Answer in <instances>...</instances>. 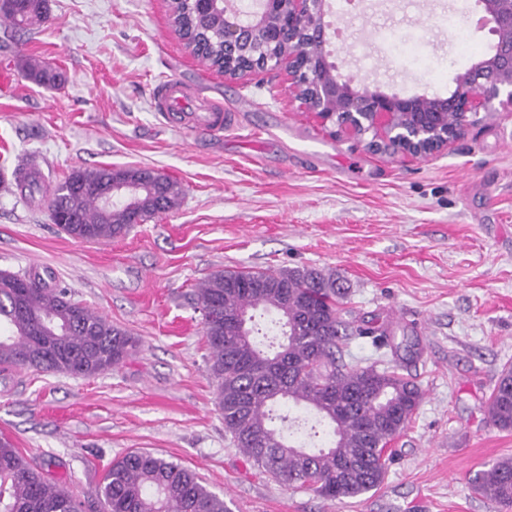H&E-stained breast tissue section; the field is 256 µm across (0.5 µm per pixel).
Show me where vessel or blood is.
<instances>
[{
  "label": "vessel or blood",
  "mask_w": 512,
  "mask_h": 512,
  "mask_svg": "<svg viewBox=\"0 0 512 512\" xmlns=\"http://www.w3.org/2000/svg\"><path fill=\"white\" fill-rule=\"evenodd\" d=\"M153 106L166 125L174 129L203 128L221 133L235 128L236 113L222 104L202 97L181 79L170 77L158 84L152 95Z\"/></svg>",
  "instance_id": "vessel-or-blood-1"
}]
</instances>
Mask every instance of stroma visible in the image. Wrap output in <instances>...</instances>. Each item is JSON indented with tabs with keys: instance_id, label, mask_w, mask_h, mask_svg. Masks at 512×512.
I'll return each instance as SVG.
<instances>
[{
	"instance_id": "stroma-1",
	"label": "stroma",
	"mask_w": 512,
	"mask_h": 512,
	"mask_svg": "<svg viewBox=\"0 0 512 512\" xmlns=\"http://www.w3.org/2000/svg\"><path fill=\"white\" fill-rule=\"evenodd\" d=\"M331 3L341 72L402 95L447 94L492 43L475 23L476 0ZM48 12L41 30L0 49L11 76L30 59L64 75L56 87L0 88V270H49L135 346L91 377L0 371V434L47 459L46 476L85 503L113 460L141 449L195 471L231 512H512L472 485L512 458V430L486 419L512 368V112L442 154H373L289 105L280 73L231 82L192 56L168 0H48ZM453 24L467 29V45ZM169 75L237 108L240 129L166 127L152 89ZM29 161L51 189L80 168L148 167L184 198L125 236L81 242L17 189L12 173ZM303 266L348 287L344 319L389 331L381 342L351 337L346 361H399L424 393L389 445L383 484L341 502L275 482L234 447L192 299L220 270ZM406 334L416 352L400 360L394 346Z\"/></svg>"
}]
</instances>
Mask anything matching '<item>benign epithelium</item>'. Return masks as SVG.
Instances as JSON below:
<instances>
[{
    "label": "benign epithelium",
    "instance_id": "7a95c632",
    "mask_svg": "<svg viewBox=\"0 0 512 512\" xmlns=\"http://www.w3.org/2000/svg\"><path fill=\"white\" fill-rule=\"evenodd\" d=\"M242 11L224 0V79L285 72L288 102L355 138L368 151L426 158L445 152L470 129L512 112V0H479L482 27L496 35L486 55L454 78L445 97L402 96L353 77L330 61L328 0H254ZM453 124H448V116Z\"/></svg>",
    "mask_w": 512,
    "mask_h": 512
}]
</instances>
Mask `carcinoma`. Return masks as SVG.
I'll return each mask as SVG.
<instances>
[{
  "label": "carcinoma",
  "mask_w": 512,
  "mask_h": 512,
  "mask_svg": "<svg viewBox=\"0 0 512 512\" xmlns=\"http://www.w3.org/2000/svg\"><path fill=\"white\" fill-rule=\"evenodd\" d=\"M47 0H0V21L19 30L48 21ZM172 24L201 62L224 69V0L201 10L196 0L171 4ZM25 75L49 86L58 74L30 61ZM140 187L135 209L119 202L104 207L110 182ZM183 189L168 176L137 167L101 166L73 171L47 202L49 220L79 241H109L132 224L179 206ZM346 288L316 267L222 270L194 291L204 316L208 370L216 381V405L233 444L272 480L325 500L358 498L379 488L387 472L388 445L407 427L423 393L394 365L343 362L352 330L341 317ZM274 311L267 328L283 337L269 352L254 337V312ZM247 322V335L238 331ZM134 347L126 330L72 301L49 274L0 271V368L94 376L119 365ZM280 402L305 405L329 428L328 445L307 447L311 434L274 425ZM487 419L512 430V368L504 369L487 400ZM475 490L496 504L512 503V458L494 462L474 478ZM97 512H229L224 498L197 474L154 453L132 450L112 461L95 492ZM0 512H82V503L50 481L41 464L0 437Z\"/></svg>",
  "instance_id": "cac0c4a2"
}]
</instances>
